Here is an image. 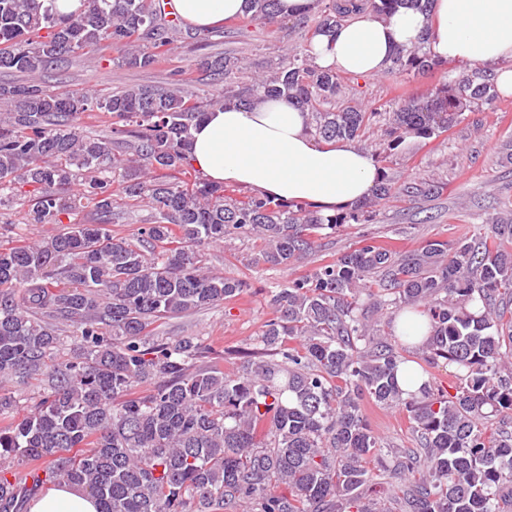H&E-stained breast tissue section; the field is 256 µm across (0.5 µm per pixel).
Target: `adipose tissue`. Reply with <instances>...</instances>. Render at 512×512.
<instances>
[{"label":"adipose tissue","mask_w":512,"mask_h":512,"mask_svg":"<svg viewBox=\"0 0 512 512\" xmlns=\"http://www.w3.org/2000/svg\"><path fill=\"white\" fill-rule=\"evenodd\" d=\"M171 12L199 28L244 15L249 0H169ZM428 36L437 59L491 66L499 94L512 96V0H434L430 14L402 8L363 16L328 36L313 35L310 54L323 69L366 78L390 67L397 49ZM190 160L214 184L248 187L278 201H304L333 213L368 196L379 171L354 142L314 137L310 115L288 100L211 108L191 130ZM30 512H98L96 498L68 485L49 488Z\"/></svg>","instance_id":"adipose-tissue-1"}]
</instances>
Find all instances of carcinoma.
I'll list each match as a JSON object with an SVG mask.
<instances>
[{
    "mask_svg": "<svg viewBox=\"0 0 512 512\" xmlns=\"http://www.w3.org/2000/svg\"><path fill=\"white\" fill-rule=\"evenodd\" d=\"M432 2L321 0L317 17L296 21L327 35L366 12L427 13ZM251 3L248 19L274 21L277 0ZM172 27L158 22L153 0H83L69 16L54 0H0V69L40 73L103 41L125 48L128 66L147 68ZM199 66L224 80L209 97L180 84L98 100L0 83V210L29 186L25 223L62 225L44 245H0V381L41 391L26 412L0 387V512H28L48 483L89 490L100 512H392L377 497L387 477L400 480L399 512H512V217L404 255L364 237L272 292L276 317L239 374L198 367L195 336L152 337L157 322L242 292V281L203 266L204 249L225 236L248 230L263 241L265 262L288 266L323 230L371 223L374 207L395 195L438 193L385 178L341 214L240 197L189 177L190 129L209 108L286 98L325 141L361 139L383 120L394 151L492 104V68L378 106L319 68L305 46L245 84L233 81L241 61L229 53ZM437 66L423 38L397 51L390 69ZM96 111L115 118L119 138L84 131ZM121 204L152 210L130 239L112 235ZM82 209L90 220L62 224ZM406 309L426 325L408 319L387 337L370 319ZM264 351L280 359L264 361ZM441 360L459 372L455 393L432 382L400 388V373ZM366 399L406 410L417 447H385L364 418ZM492 417L499 427L489 433Z\"/></svg>",
    "mask_w": 512,
    "mask_h": 512,
    "instance_id": "cac0c4a2",
    "label": "carcinoma"
}]
</instances>
